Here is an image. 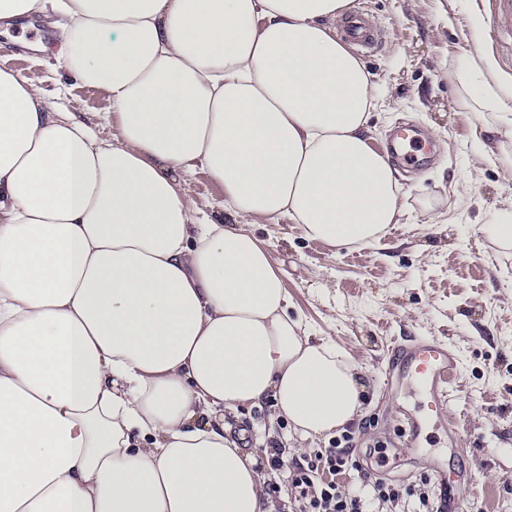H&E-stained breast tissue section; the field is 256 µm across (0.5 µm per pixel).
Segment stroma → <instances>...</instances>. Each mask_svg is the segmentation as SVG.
<instances>
[{
  "mask_svg": "<svg viewBox=\"0 0 512 512\" xmlns=\"http://www.w3.org/2000/svg\"><path fill=\"white\" fill-rule=\"evenodd\" d=\"M363 2L382 37L361 56L380 91L369 121L371 146L386 151L393 129L411 123L433 143L447 142V151L435 152L419 171H398L404 215L373 246L310 241L285 218L242 214L236 221L267 245L294 313L362 369L366 402L346 429L354 457L375 477L406 488L421 484L426 456H443L466 468L462 492L481 512H512V248L494 244L487 231L501 212L512 211V183L475 152L478 116L461 103L450 75L455 57L487 55L499 77L512 80V0ZM17 70L54 93L61 111L111 137L102 119L111 109L105 93L74 83L39 52ZM429 199L439 202L431 219L421 214ZM411 337L444 341L461 359L452 389L458 440L437 433L419 456L401 450L386 376L392 347ZM224 422L243 433L246 450L289 445L288 421L274 415L271 401L225 411Z\"/></svg>",
  "mask_w": 512,
  "mask_h": 512,
  "instance_id": "stroma-1",
  "label": "stroma"
}]
</instances>
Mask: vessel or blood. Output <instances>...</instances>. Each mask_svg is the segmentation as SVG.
Masks as SVG:
<instances>
[{"label": "vessel or blood", "mask_w": 512, "mask_h": 512, "mask_svg": "<svg viewBox=\"0 0 512 512\" xmlns=\"http://www.w3.org/2000/svg\"><path fill=\"white\" fill-rule=\"evenodd\" d=\"M339 33L359 48L371 47L378 42L377 32L365 26L360 16L343 19ZM398 148L403 163L408 165L418 164L425 152L422 141L410 136L404 129L398 135ZM460 363L456 350L443 342L427 338H414L393 348L389 381L397 391L417 399L414 408L401 412L405 447L417 451L432 434L451 432L448 412L452 385ZM429 473L431 479L445 490L436 503L438 512H467L465 499L448 491L449 486L458 481V474L448 473L437 461L431 462Z\"/></svg>", "instance_id": "1"}]
</instances>
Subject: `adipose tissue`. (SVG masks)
I'll list each match as a JSON object with an SVG mask.
<instances>
[{"label": "adipose tissue", "mask_w": 512, "mask_h": 512, "mask_svg": "<svg viewBox=\"0 0 512 512\" xmlns=\"http://www.w3.org/2000/svg\"><path fill=\"white\" fill-rule=\"evenodd\" d=\"M350 3L0 0L8 27L54 16L49 53L117 128L0 69V512H274L225 409L273 399L299 445L360 416L359 364L290 316L265 243L181 186L200 168L232 218L384 239L401 185L336 37ZM455 75L476 141L512 136L492 62Z\"/></svg>", "instance_id": "ef3b65f1"}]
</instances>
